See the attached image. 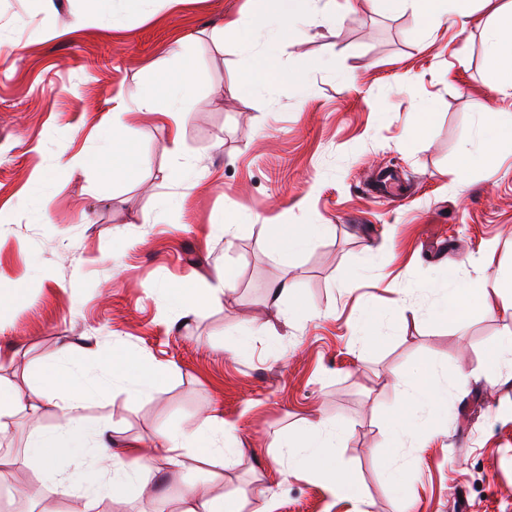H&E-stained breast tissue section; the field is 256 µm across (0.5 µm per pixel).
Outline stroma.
Returning <instances> with one entry per match:
<instances>
[{
  "label": "stroma",
  "mask_w": 512,
  "mask_h": 512,
  "mask_svg": "<svg viewBox=\"0 0 512 512\" xmlns=\"http://www.w3.org/2000/svg\"><path fill=\"white\" fill-rule=\"evenodd\" d=\"M86 4L60 0L45 16L32 0H0V373L25 386L79 336L165 365L152 397L117 388L90 416L150 445L159 429L216 410L239 427L242 460L193 477L233 494L243 512L268 501L273 512H512V309L497 287L512 277V154H463L483 113L512 114V97L487 74L489 8L430 27L409 0L392 10L319 0L276 49L283 74L302 75L307 89L283 77L254 91L252 53L212 37L226 18L250 23L249 0H151L141 12L108 0L117 27L87 16ZM46 25L56 38L40 36ZM177 45L195 88L181 158L195 165L196 186L185 194L167 179L177 160L169 132L147 117L126 144L134 166L124 181L113 182L108 160L60 167L58 156L99 152L117 91L159 83L150 64ZM425 110L434 118L421 137ZM38 166L45 182L32 179ZM283 224L331 233L278 253L270 241ZM223 267V306L173 325L172 289L201 287ZM480 268L492 313L434 317L437 282ZM285 280L291 296L271 303ZM365 308L376 331L363 339L355 321ZM489 363L498 384L480 375ZM419 382L440 392L423 411L435 433L417 429L390 448ZM320 415L347 429L337 466L356 496L329 500L311 474L274 481L288 464L275 440ZM55 423L49 412L19 417L0 440L17 459L13 512H30L34 485L61 512H82V498L58 496L23 459L32 432ZM391 468L403 496L387 482ZM183 489L176 474L153 471L101 512H179Z\"/></svg>",
  "instance_id": "35a3bbf8"
}]
</instances>
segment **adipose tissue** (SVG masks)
Here are the masks:
<instances>
[{
	"mask_svg": "<svg viewBox=\"0 0 512 512\" xmlns=\"http://www.w3.org/2000/svg\"><path fill=\"white\" fill-rule=\"evenodd\" d=\"M490 7L492 24L488 31L486 57L490 78L502 94L512 93V0H481ZM253 30L240 36V22L226 20L214 37L246 50L259 41L275 43L308 14L317 0H251ZM190 85L186 77L172 78L164 98H157L148 88L116 94L112 100V123L118 129L106 154L112 157V178L127 175L125 141L136 130L142 117H153L170 134L173 153H180L189 108ZM470 153L488 159L512 147V122L504 123L495 112L484 113L474 137L467 142ZM488 278L480 274L465 282L446 286L445 319L454 321L469 312L487 310L484 301ZM166 369L150 363L131 351H112L99 357L91 345L62 341L55 357L40 365L29 377L27 390H20L0 375V434L7 433L11 418L37 414L41 408L53 409L57 424L48 432H35L28 444V459L41 479L52 481L60 495H73L91 502L123 500L130 485L150 472L156 459H163L170 470L185 468L186 457L201 461L222 459L237 463L242 455L236 425L211 415L201 423L187 427L166 428L157 436V448L140 442L125 443L123 453L112 449L113 428L110 421L90 420L86 407L90 400L103 397L120 387L131 396L151 394L163 380ZM346 437L339 423L325 417L308 421L293 440H280L288 448L291 464L278 470V481L300 472L314 473L324 480L328 497L352 492L349 479L336 468V450ZM95 459L100 467L94 479L75 484L64 466Z\"/></svg>",
	"mask_w": 512,
	"mask_h": 512,
	"instance_id": "adipose-tissue-1",
	"label": "adipose tissue"
}]
</instances>
